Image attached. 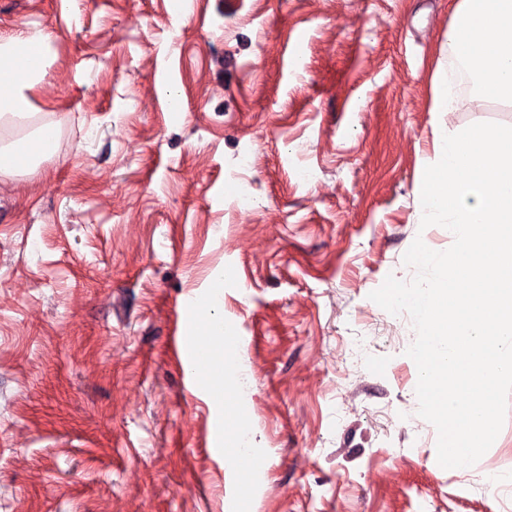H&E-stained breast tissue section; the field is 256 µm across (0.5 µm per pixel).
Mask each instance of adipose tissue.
Returning <instances> with one entry per match:
<instances>
[{
  "label": "adipose tissue",
  "instance_id": "ef3b65f1",
  "mask_svg": "<svg viewBox=\"0 0 512 512\" xmlns=\"http://www.w3.org/2000/svg\"><path fill=\"white\" fill-rule=\"evenodd\" d=\"M55 33L34 27L0 39V122L18 125L37 112L30 98L50 62ZM449 39L461 60L498 100L512 103V0H461ZM57 138L55 124L35 128L22 146H0V173L33 166L50 154Z\"/></svg>",
  "mask_w": 512,
  "mask_h": 512
}]
</instances>
